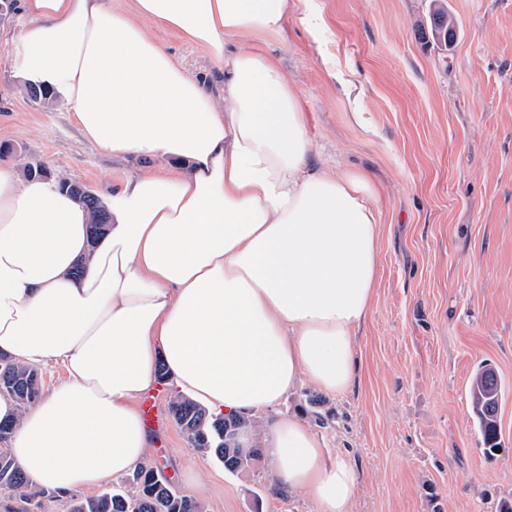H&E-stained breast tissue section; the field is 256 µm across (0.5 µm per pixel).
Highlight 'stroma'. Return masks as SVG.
<instances>
[{
    "label": "stroma",
    "mask_w": 512,
    "mask_h": 512,
    "mask_svg": "<svg viewBox=\"0 0 512 512\" xmlns=\"http://www.w3.org/2000/svg\"><path fill=\"white\" fill-rule=\"evenodd\" d=\"M443 8L448 45L431 34ZM0 25V148L43 164L104 202L160 159L112 157L83 137L57 102L34 99ZM163 40L190 73L222 94L201 50ZM302 103L312 158L368 172L382 213L381 279L357 339L355 381L338 396L299 384L279 406L303 414L359 474L352 512H496L512 501V5L506 0H299L284 35L254 34ZM331 57L328 77L323 57ZM362 114L355 125L352 111ZM504 395L500 450L487 455L469 407L482 365ZM149 461L203 512H315L273 487L271 467L232 474L192 448L155 385Z\"/></svg>",
    "instance_id": "1"
}]
</instances>
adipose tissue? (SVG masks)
<instances>
[{
	"label": "adipose tissue",
	"mask_w": 512,
	"mask_h": 512,
	"mask_svg": "<svg viewBox=\"0 0 512 512\" xmlns=\"http://www.w3.org/2000/svg\"><path fill=\"white\" fill-rule=\"evenodd\" d=\"M18 75L54 88L83 136L167 169L124 181L89 248L90 213L0 163V352L67 377L15 421L11 454L58 495L147 461L135 406L165 363L216 414L264 415L275 486L316 512H351L357 473L300 416L276 409L301 382L337 395L378 284V190L363 171L313 164L305 115L277 60L295 0H20ZM204 51L224 97L190 75L143 20ZM84 262L82 277L71 274Z\"/></svg>",
	"instance_id": "adipose-tissue-1"
}]
</instances>
